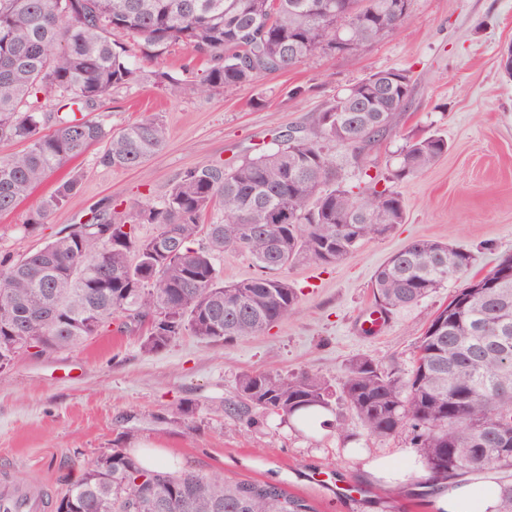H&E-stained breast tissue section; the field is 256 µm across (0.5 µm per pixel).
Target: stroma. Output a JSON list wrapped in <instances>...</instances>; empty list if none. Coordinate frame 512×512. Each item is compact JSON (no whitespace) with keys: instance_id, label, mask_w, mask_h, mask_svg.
Wrapping results in <instances>:
<instances>
[{"instance_id":"stroma-1","label":"stroma","mask_w":512,"mask_h":512,"mask_svg":"<svg viewBox=\"0 0 512 512\" xmlns=\"http://www.w3.org/2000/svg\"><path fill=\"white\" fill-rule=\"evenodd\" d=\"M509 44L512 0H410L408 19L391 35L349 56L310 58L253 87L182 94L147 80L113 90L93 119L116 131L159 116L168 129L163 149L143 168L121 170L98 165L99 149L90 147L0 214V259L19 258L66 225L86 222L101 202L118 201L126 211L161 198L186 169L257 154L279 135L308 127L336 93L379 70H408L412 98L360 158L331 148L347 184H357L366 168L390 176L413 139L441 134L448 151L422 174L393 182L405 201L404 223L337 264L292 266L287 275L300 302L261 335L227 345L186 334L147 353L141 327L16 360L0 377V483L53 496L88 463L122 448L178 468L272 483L314 512H443L442 494L416 484L422 465L408 431L369 437L340 401L328 426L314 430L277 416L246 427L222 408L246 371L308 370L336 387L349 361L366 356L409 376L418 338L454 286L390 313L367 335L360 322L375 305L376 269L418 238L470 249L475 275L512 254V78L499 68ZM74 171L83 174L78 193L40 231L24 234L39 200ZM188 404L189 415L182 411Z\"/></svg>"}]
</instances>
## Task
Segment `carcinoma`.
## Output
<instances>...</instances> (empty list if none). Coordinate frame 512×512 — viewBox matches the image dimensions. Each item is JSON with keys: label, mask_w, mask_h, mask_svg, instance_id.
I'll return each instance as SVG.
<instances>
[{"label": "carcinoma", "mask_w": 512, "mask_h": 512, "mask_svg": "<svg viewBox=\"0 0 512 512\" xmlns=\"http://www.w3.org/2000/svg\"><path fill=\"white\" fill-rule=\"evenodd\" d=\"M409 0H0V213L13 211L51 173L104 144L106 168L135 170L157 154L167 127L157 116L112 131L82 112L112 90L141 80L130 58L158 60L176 48L206 61L184 78L154 71L160 86L189 91L254 85L271 73L329 54L336 40L353 55L392 33ZM412 80L402 69L373 72L336 93L310 129L232 164L190 168L158 201L123 215L103 203L17 260H0V375L29 349L70 348L108 330L147 327L156 353L189 332L226 344L259 335L290 315L299 292L286 271L302 260L333 265L405 221V202L380 174L349 187L328 145L354 156L379 140L405 111ZM448 152L440 134L408 142L393 178L404 180ZM75 173L31 211V234L76 194ZM221 219L206 226L202 216ZM142 224L155 232L138 233ZM205 241L198 244L199 236ZM247 255L254 275L224 282V254ZM472 254L416 239L373 276L379 309L418 303L451 279H464L419 337L413 370L400 376L367 357L352 359L339 389L311 371L246 372L224 415L248 426L278 415L312 429L338 399L367 433L405 428L420 457L426 493L462 477L512 470V255L485 275H469ZM52 512H313L271 483L224 474L152 468L119 448L85 467L51 499ZM488 512H512V477Z\"/></svg>", "instance_id": "obj_1"}]
</instances>
